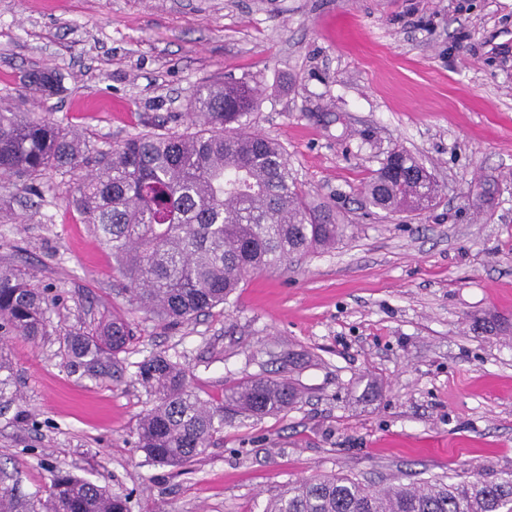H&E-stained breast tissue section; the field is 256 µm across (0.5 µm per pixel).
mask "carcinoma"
Here are the masks:
<instances>
[{"mask_svg":"<svg viewBox=\"0 0 512 512\" xmlns=\"http://www.w3.org/2000/svg\"><path fill=\"white\" fill-rule=\"evenodd\" d=\"M23 87L56 94L55 68L23 75ZM260 90L247 82L199 88L187 124L195 132L131 137L100 155L82 176L72 204L111 251L129 301L169 322L191 320L227 302L245 276L285 265L297 254L336 246L347 225L309 207L277 143L242 127ZM90 146L76 131L38 112L0 104V181L36 180L50 170L84 166ZM421 166L395 151L367 185L369 204L389 213L428 206L436 186ZM58 301L16 270L0 269V341H36ZM132 331L113 314L92 334L70 337L75 363L96 372L107 352L125 350ZM138 383L154 397L139 418L137 447L154 461L180 467L213 447L224 407L248 417L276 415L298 402L287 381L251 378L215 407L191 387L185 368L163 354L137 363ZM30 512H129L127 498L88 479L56 471L48 498ZM265 512H512V471L490 476H432L385 486L345 475H319L288 485Z\"/></svg>","mask_w":512,"mask_h":512,"instance_id":"1","label":"carcinoma"}]
</instances>
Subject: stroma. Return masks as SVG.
I'll return each instance as SVG.
<instances>
[{
	"mask_svg": "<svg viewBox=\"0 0 512 512\" xmlns=\"http://www.w3.org/2000/svg\"><path fill=\"white\" fill-rule=\"evenodd\" d=\"M44 67L63 76L49 98L21 86ZM243 80L261 88L247 131L281 145L350 237L165 325L122 293L71 205L81 171L46 175L36 196L0 187V269L60 296L45 336L0 349V480L21 504L47 498L55 466L130 512H264L325 473L382 486L512 471V0H0V100L79 126L96 152L184 131L196 88ZM396 150L437 182L428 209L366 204ZM115 312L133 336L114 367L73 370L69 335ZM156 353L217 406L250 377L304 397L225 413L206 456L160 465L135 435L152 405L136 364Z\"/></svg>",
	"mask_w": 512,
	"mask_h": 512,
	"instance_id": "stroma-1",
	"label": "stroma"
}]
</instances>
